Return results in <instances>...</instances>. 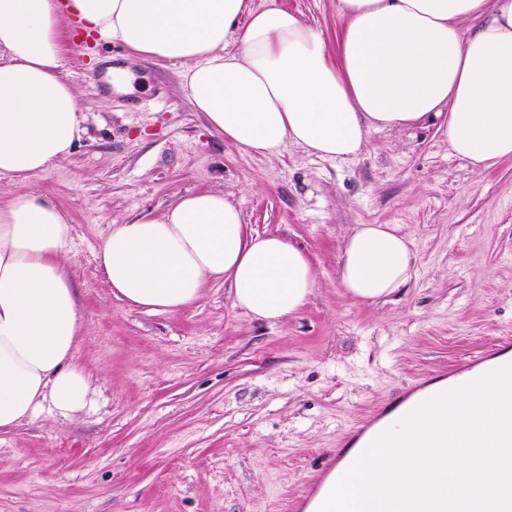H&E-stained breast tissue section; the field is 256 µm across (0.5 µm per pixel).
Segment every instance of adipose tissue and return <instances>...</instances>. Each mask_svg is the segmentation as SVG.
Masks as SVG:
<instances>
[{
    "instance_id": "adipose-tissue-1",
    "label": "adipose tissue",
    "mask_w": 512,
    "mask_h": 512,
    "mask_svg": "<svg viewBox=\"0 0 512 512\" xmlns=\"http://www.w3.org/2000/svg\"><path fill=\"white\" fill-rule=\"evenodd\" d=\"M340 59L322 30L276 0H0V177L66 158L81 132L62 74L60 32L120 42L137 58L176 60L196 111L245 153L287 145L320 158L360 154L370 131L433 122L474 169L512 158V0H336ZM72 226L37 189L0 202V434L51 405L81 409L90 378L73 361L82 334L66 267ZM416 254L393 224H359L338 262L342 288L376 302L405 286ZM98 264L113 295L149 313L198 301L212 281L234 307L275 323L316 287L307 254L254 233L231 195L201 190L158 215L110 226ZM493 359L470 387L438 379L355 439L305 512H512V417Z\"/></svg>"
}]
</instances>
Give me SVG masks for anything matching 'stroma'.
Here are the masks:
<instances>
[{
	"instance_id": "1",
	"label": "stroma",
	"mask_w": 512,
	"mask_h": 512,
	"mask_svg": "<svg viewBox=\"0 0 512 512\" xmlns=\"http://www.w3.org/2000/svg\"><path fill=\"white\" fill-rule=\"evenodd\" d=\"M336 48V0H277ZM84 120L69 157L29 177L73 227L67 266L88 330L73 355L85 407L50 408L0 435V512H301L353 433L421 382L512 344V160L479 171L434 127L373 131L362 154L289 145L250 155L197 112L173 60L62 39ZM132 75L98 90L90 54ZM233 193L243 221L309 255L317 287L277 324L235 308L223 283L151 314L116 299L97 253L114 221L198 190ZM395 224L416 264L388 300L339 284L347 233Z\"/></svg>"
}]
</instances>
